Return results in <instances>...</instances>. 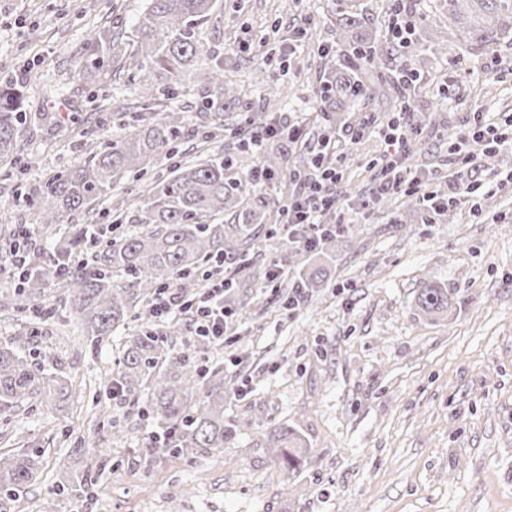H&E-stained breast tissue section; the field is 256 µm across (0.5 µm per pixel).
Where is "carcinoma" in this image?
<instances>
[{"label": "carcinoma", "instance_id": "cac0c4a2", "mask_svg": "<svg viewBox=\"0 0 512 512\" xmlns=\"http://www.w3.org/2000/svg\"><path fill=\"white\" fill-rule=\"evenodd\" d=\"M216 10V0H148L135 23V40L125 42L118 32L92 28L84 50L100 68L138 70L143 110L157 106L160 95L191 72L207 92L196 130L209 138L224 130V101L233 103L241 94L236 82L224 79L223 66L207 62L198 38L197 28ZM448 23L455 26L460 44L482 50L512 32V0H448ZM337 37L341 45L354 47L356 56L346 60L341 71L328 73L322 102L338 112H360L393 89H410L403 80L389 88L373 76L372 69L388 51L360 17L343 15ZM26 121L20 87L0 85V161L13 157ZM190 135L181 110L143 117L120 137L108 138L81 166L47 182L35 194L38 222L52 231L66 224L68 231L45 260H33L13 272V310H26L52 286L59 301L77 315L81 336L97 347L116 323L150 314L156 289L204 267L221 269L228 258L252 262L264 255L268 245L259 225L280 223L281 212L274 208L269 188L226 174L234 163L222 152L179 163L168 174L154 177L135 203L129 191H119L130 175L174 155L180 140ZM105 195L112 196V223L137 224L139 229L111 237L87 258L93 228L86 212ZM226 214L229 224L224 223ZM3 240L6 255L26 243L14 228L4 232ZM323 271L321 265L304 270L293 287L321 286ZM417 307L427 317L448 314V289H421ZM176 328L173 322L159 334L137 325L104 386L116 397L135 399L143 381L151 378V407L166 427L154 449L173 457L221 451L238 432L237 424L224 422V379L217 372H199L169 345L167 336ZM17 343L0 345V411L48 396L68 401L75 392L71 379L48 375L17 350L25 345L23 339L17 338ZM264 438L286 471L300 467L308 445L299 432L278 425L267 429ZM41 466L42 455L36 450L0 455V491H21L39 476Z\"/></svg>", "mask_w": 512, "mask_h": 512}]
</instances>
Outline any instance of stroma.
<instances>
[{"instance_id": "stroma-1", "label": "stroma", "mask_w": 512, "mask_h": 512, "mask_svg": "<svg viewBox=\"0 0 512 512\" xmlns=\"http://www.w3.org/2000/svg\"><path fill=\"white\" fill-rule=\"evenodd\" d=\"M370 28L387 35L399 9L415 16L408 45L383 73L405 67L411 51L427 65L410 97L414 111L435 113L436 133L410 146L407 164L432 173L429 191L447 192L449 132L474 113L512 114V39L474 51L449 41L443 0H352ZM146 0H0V82H20L26 109L41 114L18 140L17 164L0 165V229L30 225L35 250L45 246L30 190L88 159L103 135H120L132 118V75L105 77L82 52L90 27L107 24L132 36ZM218 21L200 30L210 57L246 88L225 120V156L260 163L270 146L243 148L249 111L261 107L266 83L289 90L272 111L282 123L326 122L317 97L323 48L336 42L337 0H218ZM310 22L308 37L285 39ZM384 150L380 137L347 145L337 165L335 214L347 225L336 239L327 285L288 309L266 287L268 265L296 275L303 255L279 237L225 301L236 312L224 345L198 343L187 315L172 343L193 366L224 377V418L238 424L236 442L216 454L174 458L151 453L161 422L138 402L108 399L102 383L133 327L113 329L100 347L64 332L73 321L54 290L38 311H5L13 288L0 274V343L26 334V352L48 373L81 387L66 410L52 403L0 412V454L44 453V468L17 496L0 492V512H512V152L482 162L485 186L475 199L426 222L415 200L395 195L359 214ZM433 283L454 298L449 318L416 311ZM298 429L308 459L290 476L266 448L271 424ZM93 468L95 482L78 494L66 482Z\"/></svg>"}]
</instances>
